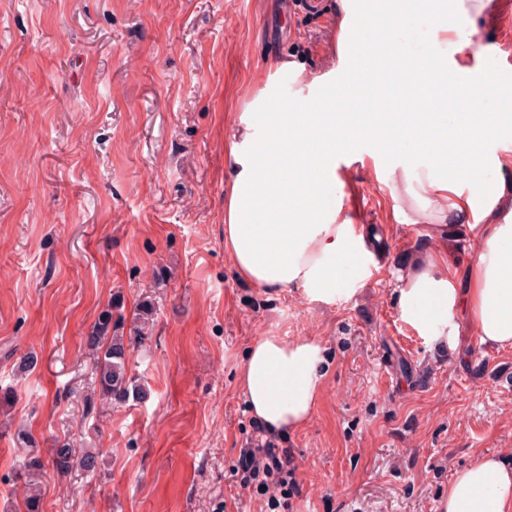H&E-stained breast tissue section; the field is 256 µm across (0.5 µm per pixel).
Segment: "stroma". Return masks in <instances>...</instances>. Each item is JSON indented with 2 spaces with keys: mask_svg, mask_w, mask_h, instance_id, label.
Wrapping results in <instances>:
<instances>
[{
  "mask_svg": "<svg viewBox=\"0 0 512 512\" xmlns=\"http://www.w3.org/2000/svg\"><path fill=\"white\" fill-rule=\"evenodd\" d=\"M476 24L481 71L512 67V0ZM340 0H7L0 8V512H18V430L49 454L70 437L95 473L47 471L42 512H438L454 471L488 452L512 462V349L421 335L399 278L441 243L392 209V167L426 168L409 144L339 154L335 190L375 259L323 304L260 288L224 252V141L259 94L294 105L306 74L337 64ZM397 63L458 61L429 17L395 30ZM301 64L304 76L283 69ZM121 297L129 377L143 398L87 413L83 339ZM148 336L133 335L142 302ZM268 335L323 349L308 423L276 437L294 485L284 506L240 485L239 456L266 442L237 377ZM38 356L22 373L25 353Z\"/></svg>",
  "mask_w": 512,
  "mask_h": 512,
  "instance_id": "obj_1",
  "label": "stroma"
}]
</instances>
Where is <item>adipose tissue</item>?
Here are the masks:
<instances>
[{
  "instance_id": "ef3b65f1",
  "label": "adipose tissue",
  "mask_w": 512,
  "mask_h": 512,
  "mask_svg": "<svg viewBox=\"0 0 512 512\" xmlns=\"http://www.w3.org/2000/svg\"><path fill=\"white\" fill-rule=\"evenodd\" d=\"M498 7L499 0H394L388 22L397 26L409 15L433 10L452 18L451 31L463 41L484 12ZM341 11L342 59L381 67L380 55L353 38L362 23L353 0H341ZM422 70L424 80L408 87L415 121L402 127L392 113L376 109L356 117L349 88L326 79L319 99L309 101V113L270 109L264 96L241 113L237 133L224 143V250L237 273L258 287L300 288L311 300L334 301L349 289L343 269L364 273L367 257L349 219L325 193L336 180V151L356 139L379 152L398 141L412 142L432 162L425 171L396 174L394 212L433 235L449 228L463 233L478 249L462 290L455 286L458 272L449 251L407 270L399 285L401 316L421 334L434 336L439 327H453L463 310L477 323L482 342L510 349L512 187L501 177L487 179L485 170L512 169V157L491 149L512 129V93L489 74L464 81V68L455 64L441 68L427 60ZM494 95L503 99L498 113L476 112L475 99ZM442 103L457 108V127L426 115V107ZM476 138L486 145L483 153L469 149ZM477 207L484 223L469 221ZM321 362L319 344L308 339L270 335L249 347L238 384L269 435L306 425L323 389ZM443 512H512V466L494 454L477 455L452 477Z\"/></svg>"
}]
</instances>
